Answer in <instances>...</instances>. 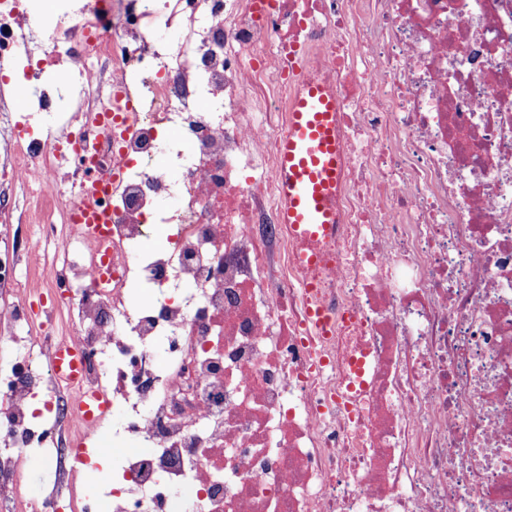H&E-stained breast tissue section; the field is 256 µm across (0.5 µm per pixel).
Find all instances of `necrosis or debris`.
<instances>
[{"mask_svg":"<svg viewBox=\"0 0 512 512\" xmlns=\"http://www.w3.org/2000/svg\"><path fill=\"white\" fill-rule=\"evenodd\" d=\"M58 2L44 36L20 0L0 8V53L69 70L68 114L35 85L53 119L15 141L14 172L68 257L36 277L64 301L85 385L119 413L100 452L120 482L66 501L12 482L16 451L58 468L99 440L35 358L52 337L32 335L25 378L0 377V499L15 512H512V0ZM307 82L335 93L345 155L336 230L317 238L289 232L275 196ZM119 91L136 110L110 138L97 110ZM114 168L100 244L73 207ZM160 230L164 245L143 249ZM132 281L146 304H130ZM37 386L54 422L35 418Z\"/></svg>","mask_w":512,"mask_h":512,"instance_id":"4bbe7bcc","label":"necrosis or debris"}]
</instances>
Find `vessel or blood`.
Returning <instances> with one entry per match:
<instances>
[{
	"mask_svg": "<svg viewBox=\"0 0 512 512\" xmlns=\"http://www.w3.org/2000/svg\"><path fill=\"white\" fill-rule=\"evenodd\" d=\"M336 109V100L327 87L304 84L292 109L288 132L279 143V220L291 230L315 235L335 229L332 198L344 165L343 147L336 135ZM101 192V186H92L91 200L78 207L80 222L95 240L109 234L108 216L91 204ZM51 368L62 385L79 388L78 406L85 424H94L110 410L111 404L102 393L84 387L76 347H57Z\"/></svg>",
	"mask_w": 512,
	"mask_h": 512,
	"instance_id": "obj_1",
	"label": "vessel or blood"
}]
</instances>
